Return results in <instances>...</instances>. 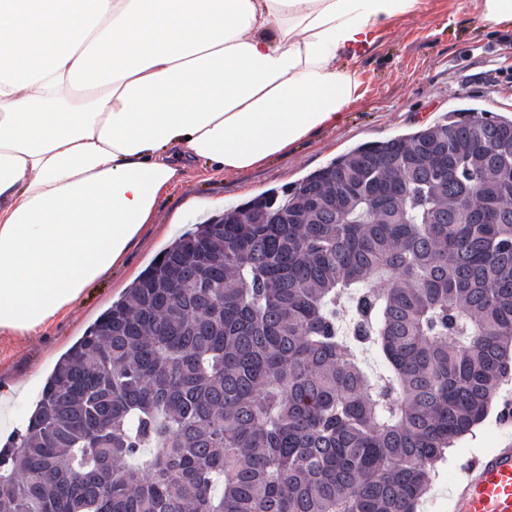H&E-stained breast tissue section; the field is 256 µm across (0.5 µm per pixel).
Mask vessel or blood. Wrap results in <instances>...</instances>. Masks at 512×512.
<instances>
[{
  "label": "vessel or blood",
  "instance_id": "obj_1",
  "mask_svg": "<svg viewBox=\"0 0 512 512\" xmlns=\"http://www.w3.org/2000/svg\"><path fill=\"white\" fill-rule=\"evenodd\" d=\"M448 512H512V439L462 469Z\"/></svg>",
  "mask_w": 512,
  "mask_h": 512
}]
</instances>
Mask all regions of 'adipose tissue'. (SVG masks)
<instances>
[{
	"label": "adipose tissue",
	"instance_id": "adipose-tissue-1",
	"mask_svg": "<svg viewBox=\"0 0 512 512\" xmlns=\"http://www.w3.org/2000/svg\"><path fill=\"white\" fill-rule=\"evenodd\" d=\"M423 0H0V334L121 265L189 161L243 174L335 127L347 61Z\"/></svg>",
	"mask_w": 512,
	"mask_h": 512
}]
</instances>
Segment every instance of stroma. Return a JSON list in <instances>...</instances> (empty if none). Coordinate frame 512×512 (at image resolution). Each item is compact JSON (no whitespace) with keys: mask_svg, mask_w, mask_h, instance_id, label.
Segmentation results:
<instances>
[{"mask_svg":"<svg viewBox=\"0 0 512 512\" xmlns=\"http://www.w3.org/2000/svg\"><path fill=\"white\" fill-rule=\"evenodd\" d=\"M354 65L361 73V97L339 126L244 174L218 175L208 163L195 162L179 186L160 196L151 224L131 243L123 264L86 288L68 313L38 336L0 335V444L25 426L61 355L193 225L298 183L355 146L432 124L452 110L512 116V24L483 29L473 0H425L420 14L384 27ZM511 401L512 382L500 388L485 421L431 472L418 512H445L460 467L512 435L502 417Z\"/></svg>","mask_w":512,"mask_h":512,"instance_id":"stroma-1","label":"stroma"}]
</instances>
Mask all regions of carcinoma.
Listing matches in <instances>:
<instances>
[{
	"label": "carcinoma",
	"instance_id": "1",
	"mask_svg": "<svg viewBox=\"0 0 512 512\" xmlns=\"http://www.w3.org/2000/svg\"><path fill=\"white\" fill-rule=\"evenodd\" d=\"M511 380L512 119L451 111L163 252L0 449V512H417Z\"/></svg>",
	"mask_w": 512,
	"mask_h": 512
}]
</instances>
